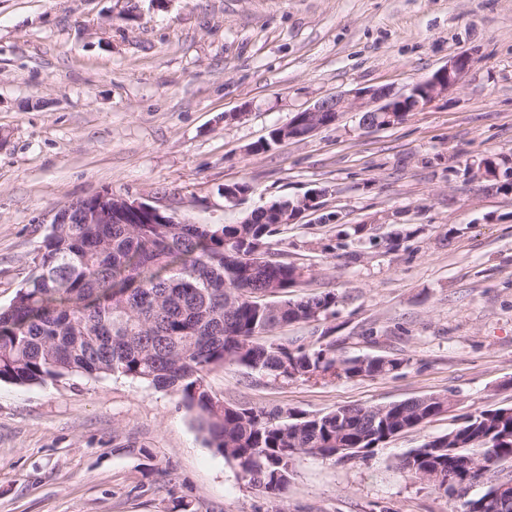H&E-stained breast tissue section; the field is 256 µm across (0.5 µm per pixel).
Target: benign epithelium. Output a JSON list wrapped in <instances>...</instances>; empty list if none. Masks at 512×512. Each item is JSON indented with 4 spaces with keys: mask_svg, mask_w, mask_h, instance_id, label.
Segmentation results:
<instances>
[{
    "mask_svg": "<svg viewBox=\"0 0 512 512\" xmlns=\"http://www.w3.org/2000/svg\"><path fill=\"white\" fill-rule=\"evenodd\" d=\"M470 59L466 55L459 56L448 65L435 71L430 77L416 82L402 91H396L388 86L361 89L354 93L353 98L331 96L315 102L303 109L296 118L288 123V130L295 128L303 131V136L309 137L317 130L331 125L340 115L355 109L359 112H383L390 117L405 112L422 111L428 108L437 97L448 91L468 69ZM333 120H327V117ZM88 205L80 216L82 224H103L113 218L133 222L142 220L153 224H188L190 220L180 217L174 212L154 207L137 198L114 195L110 192L87 198ZM474 472L473 462H454L448 465V478L443 479L430 474L431 482L439 491L452 486L455 491H461L470 484ZM512 485L502 481L500 485L492 486L494 494L488 496L477 506V512L489 505L495 509L501 508L506 501L504 491Z\"/></svg>",
    "mask_w": 512,
    "mask_h": 512,
    "instance_id": "1",
    "label": "benign epithelium"
}]
</instances>
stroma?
Segmentation results:
<instances>
[{
    "label": "stroma",
    "mask_w": 512,
    "mask_h": 512,
    "mask_svg": "<svg viewBox=\"0 0 512 512\" xmlns=\"http://www.w3.org/2000/svg\"><path fill=\"white\" fill-rule=\"evenodd\" d=\"M0 0V308L49 215L106 191L234 224L321 191L275 239L334 316L276 341L332 342L399 372L288 384L212 369L225 400L310 414L431 394L446 413L352 460L302 454L284 497L245 481L177 394L122 376L0 382V512H460L398 463L467 415L512 407V0ZM467 55L459 83L397 125L357 111L265 153L316 101L402 90ZM497 158L499 181L480 163ZM248 182L237 205L225 185ZM361 224L362 237L346 236Z\"/></svg>",
    "instance_id": "35a3bbf8"
}]
</instances>
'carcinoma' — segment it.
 <instances>
[{
  "instance_id": "1",
  "label": "carcinoma",
  "mask_w": 512,
  "mask_h": 512,
  "mask_svg": "<svg viewBox=\"0 0 512 512\" xmlns=\"http://www.w3.org/2000/svg\"><path fill=\"white\" fill-rule=\"evenodd\" d=\"M287 197L236 224H53L36 270L0 309V381L41 385L69 376L119 375L181 397L208 447L257 490L282 497L291 483L289 450L333 458L364 456L386 439L430 422L439 404L425 395L401 402L307 414L229 403L206 377L237 364L286 384L298 379L382 377L404 360L339 359L332 346L269 340L291 323L335 314L336 294L288 297L310 277L274 258L282 225L272 210L297 207ZM433 437L399 463L418 469L454 455L482 464L491 484L512 482L496 458L512 455V415L482 410Z\"/></svg>"
}]
</instances>
